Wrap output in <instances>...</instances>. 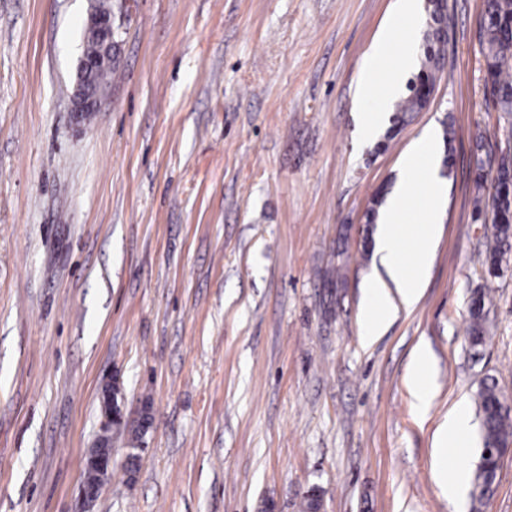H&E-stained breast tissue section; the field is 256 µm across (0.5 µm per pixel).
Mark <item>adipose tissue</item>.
<instances>
[{"label":"adipose tissue","instance_id":"adipose-tissue-1","mask_svg":"<svg viewBox=\"0 0 512 512\" xmlns=\"http://www.w3.org/2000/svg\"><path fill=\"white\" fill-rule=\"evenodd\" d=\"M421 0H397L392 17L374 41L370 64L359 85L369 109L359 123L363 137L375 138L392 102L401 94V77L412 61L407 53L420 37ZM400 31V44L389 34ZM445 153L439 135L426 131L410 153L400 175V190L387 196L378 216L375 271L364 291L360 338L371 346L384 335L400 311L411 310L423 295L436 243L442 230L443 191L433 177L442 169ZM471 417L465 402L448 413L437 435L438 447L467 453Z\"/></svg>","mask_w":512,"mask_h":512}]
</instances>
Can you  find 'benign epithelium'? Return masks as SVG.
<instances>
[{"label":"benign epithelium","instance_id":"7a95c632","mask_svg":"<svg viewBox=\"0 0 512 512\" xmlns=\"http://www.w3.org/2000/svg\"><path fill=\"white\" fill-rule=\"evenodd\" d=\"M85 34L93 37L100 46L101 52L98 54L85 52L79 59L77 83L72 95L73 111L78 115L94 109L99 96V92L92 89L88 84V74L101 66L114 64L112 48L116 44V38L119 37V27L115 25V14L112 10L89 12ZM122 416L123 412H118L112 408V380L108 379L102 385L101 431H111L112 423ZM111 471L112 449L90 451L86 454L84 472H86L87 478L84 479L81 493L87 506L94 505L103 487V481Z\"/></svg>","mask_w":512,"mask_h":512}]
</instances>
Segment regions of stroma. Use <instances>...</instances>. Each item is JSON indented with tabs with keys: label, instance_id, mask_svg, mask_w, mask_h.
Here are the masks:
<instances>
[{
	"label": "stroma",
	"instance_id": "35a3bbf8",
	"mask_svg": "<svg viewBox=\"0 0 512 512\" xmlns=\"http://www.w3.org/2000/svg\"><path fill=\"white\" fill-rule=\"evenodd\" d=\"M90 2L0 0V512H84L110 375L153 421L135 475L114 442L93 512H305L311 494L319 512H512V451L481 502L436 479L483 448L438 450L449 411L487 378L512 398V252L489 277L474 207L512 153L484 0H444L431 102L372 142L358 87L394 0H125L116 70L78 119ZM430 127L451 138L442 232L419 303L366 347L365 213ZM484 309L485 296L480 293L472 298L470 305L469 342L472 348H477L485 343L487 329ZM430 363L428 349L420 344L413 352L412 365L414 369L410 393L414 406L418 411H426L432 398L433 389L430 385L427 369Z\"/></svg>",
	"mask_w": 512,
	"mask_h": 512
}]
</instances>
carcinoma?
<instances>
[{"mask_svg": "<svg viewBox=\"0 0 512 512\" xmlns=\"http://www.w3.org/2000/svg\"><path fill=\"white\" fill-rule=\"evenodd\" d=\"M427 9L433 20L425 34V48L420 71L416 81L422 85L435 86V74L441 70L440 45L444 38L439 19V0H428ZM480 44L485 64L486 87H488L494 109L507 117H512V0H484V10L480 28ZM429 101L419 95L414 86H409V94L397 105L398 122L413 112L427 108ZM512 181V155L501 156L494 179V193L487 205L490 224L494 230L495 246L486 254L484 264L488 273L495 275L501 269L502 248L512 244V198L503 196L499 187ZM485 296L478 294L471 300L469 342L471 347L484 345L487 336L485 326ZM477 404L481 414V432L484 446L498 448L512 440V412L503 408L501 393L495 380H486L477 392ZM152 424L150 414L131 423L117 422L115 435L127 438L132 452L127 457L125 471L132 475L138 469L137 448Z\"/></svg>", "mask_w": 512, "mask_h": 512, "instance_id": "carcinoma-1", "label": "carcinoma"}]
</instances>
